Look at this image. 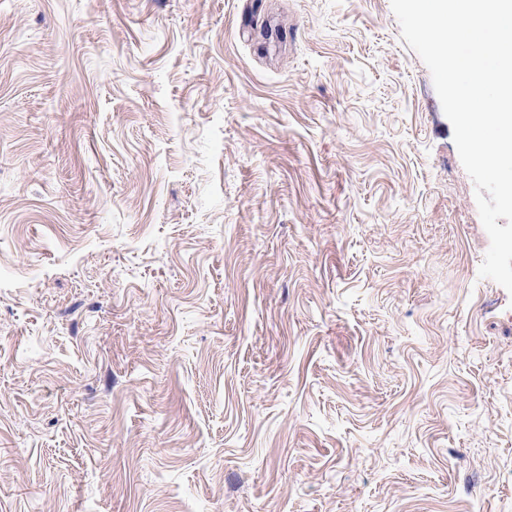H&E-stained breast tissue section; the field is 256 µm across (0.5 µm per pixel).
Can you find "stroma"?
Wrapping results in <instances>:
<instances>
[{"instance_id": "1", "label": "stroma", "mask_w": 512, "mask_h": 512, "mask_svg": "<svg viewBox=\"0 0 512 512\" xmlns=\"http://www.w3.org/2000/svg\"><path fill=\"white\" fill-rule=\"evenodd\" d=\"M390 0H0V512H512V294Z\"/></svg>"}]
</instances>
